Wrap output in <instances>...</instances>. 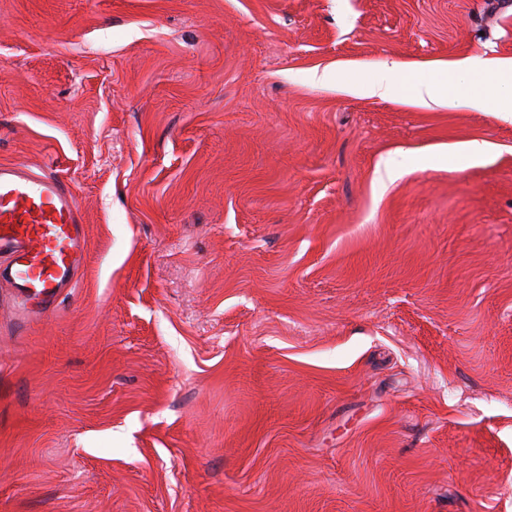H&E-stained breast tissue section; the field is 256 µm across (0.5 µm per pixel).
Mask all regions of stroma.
Instances as JSON below:
<instances>
[{
    "label": "stroma",
    "mask_w": 512,
    "mask_h": 512,
    "mask_svg": "<svg viewBox=\"0 0 512 512\" xmlns=\"http://www.w3.org/2000/svg\"><path fill=\"white\" fill-rule=\"evenodd\" d=\"M472 56L512 0H0V163L87 221L0 279V512H512V117L342 89ZM85 219L70 187L27 164L0 165V254L16 295L50 314L72 288L85 248Z\"/></svg>",
    "instance_id": "1"
}]
</instances>
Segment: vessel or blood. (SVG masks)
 Listing matches in <instances>:
<instances>
[{
	"instance_id": "vessel-or-blood-1",
	"label": "vessel or blood",
	"mask_w": 512,
	"mask_h": 512,
	"mask_svg": "<svg viewBox=\"0 0 512 512\" xmlns=\"http://www.w3.org/2000/svg\"><path fill=\"white\" fill-rule=\"evenodd\" d=\"M84 216L70 187L27 164L0 165V254L16 295L50 314L72 287L85 248Z\"/></svg>"
}]
</instances>
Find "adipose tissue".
Wrapping results in <instances>:
<instances>
[{"label": "adipose tissue", "instance_id": "ef3b65f1", "mask_svg": "<svg viewBox=\"0 0 512 512\" xmlns=\"http://www.w3.org/2000/svg\"><path fill=\"white\" fill-rule=\"evenodd\" d=\"M462 72L473 78L472 93L477 98L485 88L512 85V60L465 58L453 63L437 62L429 67L395 64L378 72L369 82L354 85L353 90L383 98L389 94L392 80L398 79L406 85L408 102L449 106L457 95L454 81Z\"/></svg>", "mask_w": 512, "mask_h": 512}]
</instances>
